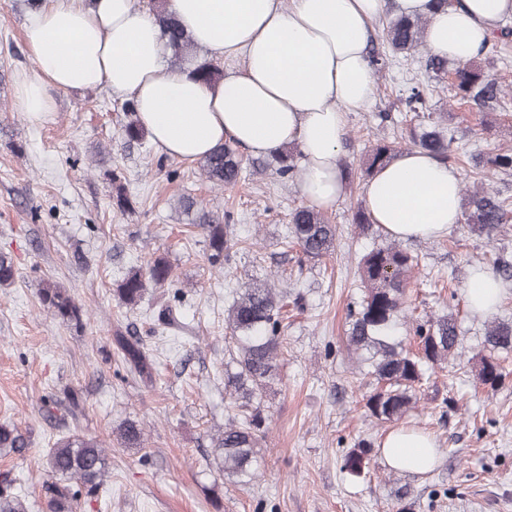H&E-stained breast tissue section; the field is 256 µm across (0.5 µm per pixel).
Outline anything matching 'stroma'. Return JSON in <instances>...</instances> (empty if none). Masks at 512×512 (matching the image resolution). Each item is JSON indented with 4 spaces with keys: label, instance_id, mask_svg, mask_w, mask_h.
<instances>
[{
    "label": "stroma",
    "instance_id": "obj_1",
    "mask_svg": "<svg viewBox=\"0 0 512 512\" xmlns=\"http://www.w3.org/2000/svg\"><path fill=\"white\" fill-rule=\"evenodd\" d=\"M31 12L27 0H0V252L17 269L14 283L0 288V423L30 441L23 455L0 454V479L11 480L28 512H49L46 456L71 434L110 452L105 490L82 499L78 512H512V375L495 389L479 385L487 321L471 315L464 298L472 266L512 261V214L489 240L460 223L443 238L405 244L423 265L410 284L412 316L453 313L464 336L454 374H433L400 422L434 437V469L412 474L385 464L378 445L391 427L366 416V389L345 340L349 310L365 293L357 262L371 244L354 222L362 157L380 141L406 146L401 97L418 83L427 111L447 116L456 171L471 185L466 156L512 149V39L477 59L508 91L484 112L458 96L452 77L427 69L426 51L383 72L371 106L348 117L341 156L352 176L344 200L326 212L338 227L337 248L316 264L286 243L289 214L303 204L294 179L270 169L231 190L212 188L198 164L164 157L149 140L127 143L124 101L103 86L53 91L51 114L31 121L16 105L21 79L35 70L24 41ZM116 174L132 202L124 212L112 205ZM187 194L230 217L239 244L222 270H211L205 236L177 207ZM156 255L171 264L182 301L151 288L138 306L122 305L117 284ZM256 277L303 294L305 305L287 308L280 372L264 399L259 476L241 486L218 472L210 437L230 416L224 310ZM49 283L84 308L82 324L43 307L39 291ZM169 303L186 330L157 322ZM126 326L155 356L152 384L120 367L112 336ZM456 392V407L436 411ZM131 419L145 429L139 450L119 444L117 427ZM362 439L374 446L370 475L352 483L342 457Z\"/></svg>",
    "mask_w": 512,
    "mask_h": 512
}]
</instances>
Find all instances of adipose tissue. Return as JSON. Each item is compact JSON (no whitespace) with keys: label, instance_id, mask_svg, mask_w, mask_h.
Masks as SVG:
<instances>
[{"label":"adipose tissue","instance_id":"obj_1","mask_svg":"<svg viewBox=\"0 0 512 512\" xmlns=\"http://www.w3.org/2000/svg\"><path fill=\"white\" fill-rule=\"evenodd\" d=\"M426 17L431 54L472 60L512 17V0H168L167 9L208 59H240L214 82L187 67L166 65L168 52L154 14L135 0H46L26 25L36 72L17 105L31 119L52 109V90L107 86L131 100L140 124L166 157L195 162L232 140L256 156L300 152L297 189L329 209L344 197L340 148L350 113L372 102L376 77L368 56L373 22L388 9ZM364 206L390 238L438 239L460 223L455 169L428 153L402 152L363 187ZM506 283L485 267L469 272L465 298L477 316L494 313ZM386 463L421 473L439 459L432 436L389 432Z\"/></svg>","mask_w":512,"mask_h":512}]
</instances>
